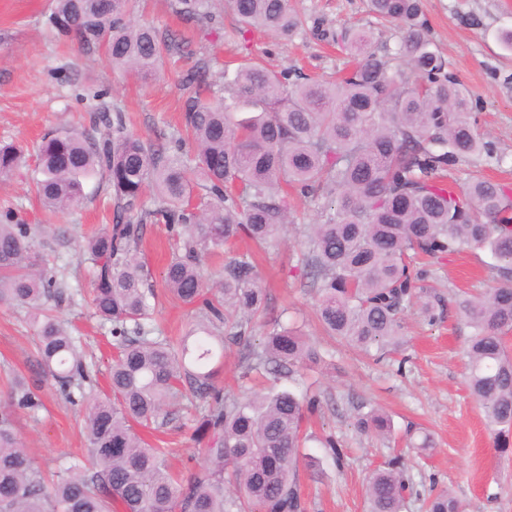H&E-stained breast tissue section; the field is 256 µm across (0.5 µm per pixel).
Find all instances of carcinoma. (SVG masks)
<instances>
[{
	"label": "carcinoma",
	"mask_w": 512,
	"mask_h": 512,
	"mask_svg": "<svg viewBox=\"0 0 512 512\" xmlns=\"http://www.w3.org/2000/svg\"><path fill=\"white\" fill-rule=\"evenodd\" d=\"M124 0H55L57 34L100 47L112 67L150 81L164 57L184 53L174 34L124 18ZM212 0H174L175 12L207 18ZM237 23L281 37L303 27L288 0H230ZM380 23L396 25L395 52L378 54L373 31H345L351 66L339 80L289 81L286 71L250 62L224 71V95L185 105V135L146 143L127 132L121 116L97 140L62 128L38 147L32 182L50 212L85 198L93 176L104 179L117 207L138 211L174 232L164 271L168 292L199 305L205 321L185 336L153 335L152 291L137 252L139 228L118 220L89 238L82 254L94 268V314L112 325L109 391L89 398L84 416L86 455L47 481L16 427L23 412L44 407L42 381L67 397L87 376L81 344L45 303L59 294L55 269L25 224L0 222V306L28 310L35 330L31 375H15L0 395V512H306L296 456L306 447V414L319 395L271 389L224 395L214 363L226 343L245 347L243 375L289 378L329 366L314 342L275 320L262 342H251L254 320L267 314L262 276L252 251L267 249L295 223L288 188L324 200L318 220L297 228L301 264L317 288L314 314L325 332L360 354L377 358L403 343L401 314L422 303L429 321L443 299L421 285L427 272L414 260L454 251L491 254L505 282L480 296L461 294L457 308L472 328L468 386L485 413L494 446L512 445V202L504 185L483 177L465 190L444 184L448 167L482 155L489 142L472 120L469 98L432 48L421 0H370ZM27 167L24 148L0 145V180ZM229 253L224 280L205 282L202 258ZM189 389L203 406L195 429L206 466L189 478L174 471L164 448L134 430L166 423ZM357 428L386 438L391 420L372 409ZM413 493L403 459L393 456L367 480V512H402ZM428 512H462L447 490L429 496Z\"/></svg>",
	"instance_id": "1"
}]
</instances>
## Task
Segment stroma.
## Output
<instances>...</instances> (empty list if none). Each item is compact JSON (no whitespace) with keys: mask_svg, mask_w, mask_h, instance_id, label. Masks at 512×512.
I'll return each instance as SVG.
<instances>
[{"mask_svg":"<svg viewBox=\"0 0 512 512\" xmlns=\"http://www.w3.org/2000/svg\"><path fill=\"white\" fill-rule=\"evenodd\" d=\"M301 15L305 30L286 40L254 29L245 38L228 40L232 22L226 0H219L211 18L197 21L173 12L171 0H128L126 18L170 30L190 41L191 53L164 64L159 77L146 82L132 72L113 69L102 50L58 38L48 18L55 0H0V141L36 146L59 127H74L103 136L107 124H92L91 112L107 103L108 116L122 115L127 128L148 141H162L180 129L186 101L195 88L184 78L196 69L217 75L223 66L260 61L275 71L333 80L348 56L332 41L320 40L317 28L336 33L345 28L373 27L377 48L395 49L397 27L377 26L367 0H288ZM428 34L447 62V70L469 92L477 128L490 142L492 156L474 157L448 173L457 187L483 174L512 187V50L504 37L512 32V0H422ZM31 169L0 183V220L38 229L58 275L64 281L61 300L50 301L55 315L80 338L88 369L99 389H106L112 361V326L99 321L89 305L91 273L80 247L113 218L109 185L96 178L78 206L57 214L45 211L32 192ZM64 235H57L56 227ZM171 233L162 223H143L139 255L156 293L153 326L172 338L197 326L194 308L175 299L165 288L162 272L171 259ZM301 239L287 228L284 239L260 257L269 293V319L301 329L329 354L334 366L313 368L304 377L278 380V387L304 390L315 384L321 405L311 416L315 439L309 453L324 456L322 439L333 438L343 463L325 462L324 473L311 476L300 469L299 484L308 512H364L363 488L370 472L385 465L395 449L405 451V467L416 490L404 512H426L430 485L450 490L464 512H512V452L500 455L493 446L484 415L467 385V339L470 329L458 312V294L478 295L498 286L494 259L486 253H451L434 266L428 285L444 299L435 321L417 307L402 314L407 343L403 351L377 363L357 355L327 336L314 315L316 291L298 272ZM34 331L27 309L0 307V390L14 375H29L34 355ZM45 407L37 417L17 419V428L43 469L52 471L66 457L82 453L86 441L82 408L53 390H45ZM388 414L392 440L356 427L358 408ZM200 404L185 396L173 407L166 425L150 440L171 450L170 463L184 476L205 465L195 434ZM429 433L426 452L408 447L410 434Z\"/></svg>","mask_w":512,"mask_h":512,"instance_id":"stroma-1","label":"stroma"}]
</instances>
